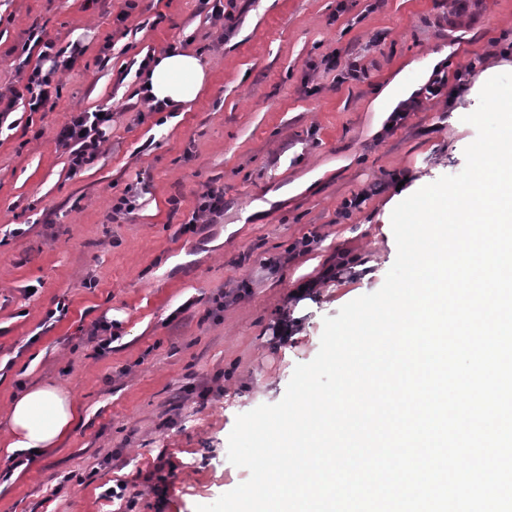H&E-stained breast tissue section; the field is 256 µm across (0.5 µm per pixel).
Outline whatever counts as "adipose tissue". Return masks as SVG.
Here are the masks:
<instances>
[{
	"mask_svg": "<svg viewBox=\"0 0 512 512\" xmlns=\"http://www.w3.org/2000/svg\"><path fill=\"white\" fill-rule=\"evenodd\" d=\"M207 82L197 54L168 51L155 56L141 74L143 97L171 107L194 102ZM80 418V408L60 387L45 385L15 396L9 407L7 448L42 455L58 446Z\"/></svg>",
	"mask_w": 512,
	"mask_h": 512,
	"instance_id": "obj_1",
	"label": "adipose tissue"
}]
</instances>
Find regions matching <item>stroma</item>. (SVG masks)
I'll return each mask as SVG.
<instances>
[{"label":"stroma","instance_id":"35a3bbf8","mask_svg":"<svg viewBox=\"0 0 512 512\" xmlns=\"http://www.w3.org/2000/svg\"><path fill=\"white\" fill-rule=\"evenodd\" d=\"M235 3L225 31L199 0H0V94L38 63L35 37L75 60L52 110L18 103L0 121V512H195L246 481L228 460L237 416L278 403L317 355L324 317L381 288L399 182L461 172L479 75L512 72V0ZM171 45L200 55L207 84L190 106L145 111L139 66ZM334 52L367 78L338 83ZM408 73L447 76L448 92L412 93L393 127L382 92ZM98 109L112 113L105 152L70 174L55 134ZM376 181L387 190L342 216ZM207 186L223 191V216L181 233ZM122 196L134 208L113 216ZM307 235L309 251L266 266ZM343 255L355 271L323 279ZM309 280L313 294L292 300ZM244 281L250 293L225 303ZM284 318L295 328L280 343ZM99 321L112 325L106 349ZM40 385L66 389L81 418L24 462L4 447L8 407ZM117 480L143 489L134 510L104 498Z\"/></svg>","mask_w":512,"mask_h":512}]
</instances>
